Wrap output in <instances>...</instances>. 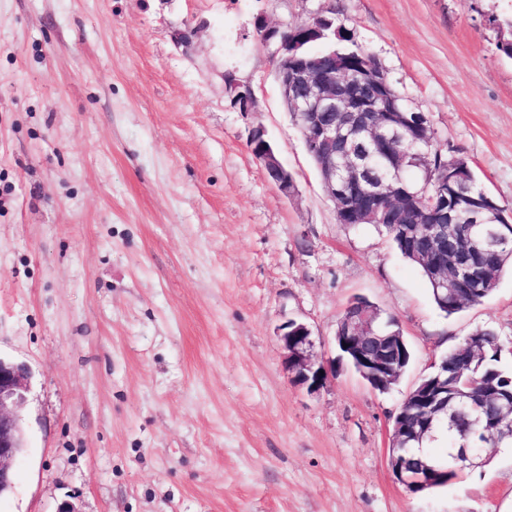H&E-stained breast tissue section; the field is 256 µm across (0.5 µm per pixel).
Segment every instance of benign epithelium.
<instances>
[{
  "mask_svg": "<svg viewBox=\"0 0 512 512\" xmlns=\"http://www.w3.org/2000/svg\"><path fill=\"white\" fill-rule=\"evenodd\" d=\"M261 41L274 46L275 78L285 109L301 131L309 158L318 162L319 176L336 209L339 224H407L408 237L417 243L423 260L437 285L455 296L472 294V283L482 273L480 258L496 246L501 234L494 224L479 226L480 236L457 253L453 268H448V243L459 235V211H485V194H459L448 197V188L462 181L458 158L448 160V177L433 180L434 160L425 146L428 117L404 106L394 90L386 69L370 54L352 60L335 49L310 55L305 47L327 34H336L332 21L316 17L299 29L280 30L264 19L255 22ZM236 108L253 109L252 90L236 81L231 83ZM251 146L257 149L258 163L265 175L273 176L278 190L290 196L295 192L292 175L281 163L276 149L259 126L251 132ZM384 167V178L392 187L387 193L367 175L366 157ZM407 166L425 171L427 178L416 190H409L402 178ZM429 195L428 202L423 196ZM283 350V365L293 383L309 391L323 387L336 375V361H327L314 352L311 330L302 322L289 320L278 335ZM335 343L353 355V365L371 379V387L385 386L399 379L408 359L402 336H381L368 309L345 321L335 334ZM404 398L427 412L423 429L411 426L401 416L394 419L392 443L418 442L435 438L440 416L448 415V364L434 365ZM29 371L22 365L0 358V497L14 485L15 461L25 447L23 409ZM463 470L485 463L481 449L463 448L457 459ZM395 480L405 489H425L435 481L437 468L416 465L411 457L391 455Z\"/></svg>",
  "mask_w": 512,
  "mask_h": 512,
  "instance_id": "obj_1",
  "label": "benign epithelium"
}]
</instances>
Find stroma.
<instances>
[{"mask_svg":"<svg viewBox=\"0 0 512 512\" xmlns=\"http://www.w3.org/2000/svg\"><path fill=\"white\" fill-rule=\"evenodd\" d=\"M279 28L335 19L512 217V0H0V358L30 372L27 450L0 512H512V448L412 495L393 417L479 329L512 365V276L447 316L369 224H340L287 113ZM233 74L255 97L230 103ZM264 127L296 190L248 141ZM367 298L412 360L293 384L281 325L336 359Z\"/></svg>","mask_w":512,"mask_h":512,"instance_id":"obj_1","label":"stroma"}]
</instances>
